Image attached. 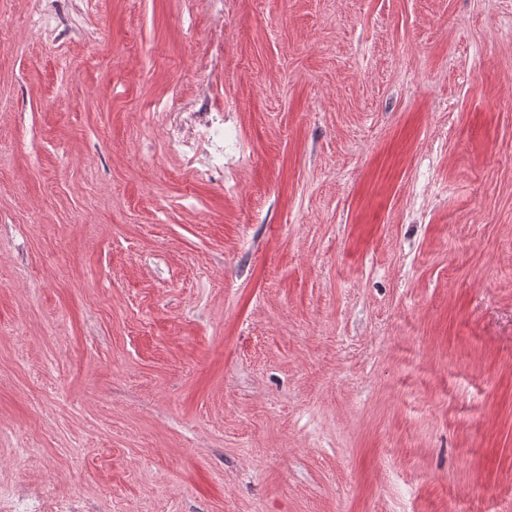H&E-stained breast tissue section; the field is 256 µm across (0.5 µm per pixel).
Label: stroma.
<instances>
[{"instance_id": "obj_1", "label": "stroma", "mask_w": 512, "mask_h": 512, "mask_svg": "<svg viewBox=\"0 0 512 512\" xmlns=\"http://www.w3.org/2000/svg\"><path fill=\"white\" fill-rule=\"evenodd\" d=\"M72 3L0 0V488L512 512V0H224L222 188L204 0ZM67 0H41L36 12V29L58 36L75 34L76 26L65 4ZM155 112L166 152L182 159L194 180L224 187V109L215 106L206 76L193 99L158 103Z\"/></svg>"}]
</instances>
